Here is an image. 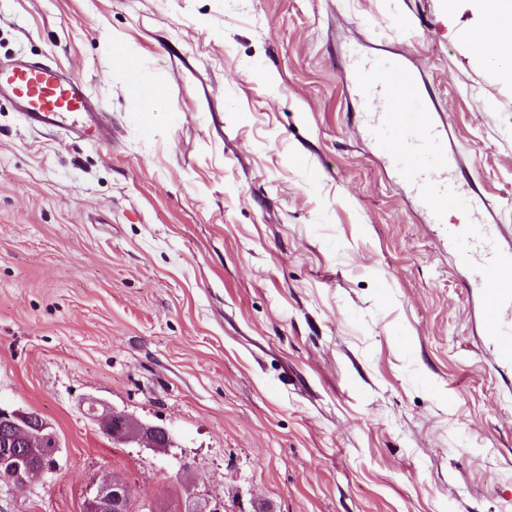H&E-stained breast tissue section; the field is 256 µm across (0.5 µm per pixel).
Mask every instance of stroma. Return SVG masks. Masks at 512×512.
Returning a JSON list of instances; mask_svg holds the SVG:
<instances>
[{
	"mask_svg": "<svg viewBox=\"0 0 512 512\" xmlns=\"http://www.w3.org/2000/svg\"><path fill=\"white\" fill-rule=\"evenodd\" d=\"M470 0H0V61L79 76L111 140L0 99V407L57 433L0 512H512V365L365 132L356 59L399 54L512 233V83ZM165 89L134 111L112 47ZM152 137H144V129ZM166 427L113 441L89 401ZM127 487L119 480L105 478L86 501V512H124L130 503ZM126 512H130L126 511Z\"/></svg>",
	"mask_w": 512,
	"mask_h": 512,
	"instance_id": "1",
	"label": "stroma"
}]
</instances>
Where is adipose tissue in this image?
<instances>
[{"mask_svg":"<svg viewBox=\"0 0 512 512\" xmlns=\"http://www.w3.org/2000/svg\"><path fill=\"white\" fill-rule=\"evenodd\" d=\"M472 7L483 22L468 33L476 51L493 52L512 60V0H473Z\"/></svg>","mask_w":512,"mask_h":512,"instance_id":"1","label":"adipose tissue"}]
</instances>
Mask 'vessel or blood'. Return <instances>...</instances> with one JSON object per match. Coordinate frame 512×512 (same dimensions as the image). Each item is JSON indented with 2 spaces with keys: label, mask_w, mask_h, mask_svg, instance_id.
<instances>
[{
  "label": "vessel or blood",
  "mask_w": 512,
  "mask_h": 512,
  "mask_svg": "<svg viewBox=\"0 0 512 512\" xmlns=\"http://www.w3.org/2000/svg\"><path fill=\"white\" fill-rule=\"evenodd\" d=\"M360 73L374 81L359 86L366 129L388 164L417 195L430 223L448 221L449 205L467 209L468 223L455 227L452 245L459 265L471 270L484 302L483 322L498 358L512 362V243H502L500 225L481 218V199L462 182L448 155L444 120L414 96L416 73L395 58L360 61ZM13 99L34 129L83 133L99 125L84 82L33 60L0 64V96Z\"/></svg>",
  "instance_id": "obj_1"
}]
</instances>
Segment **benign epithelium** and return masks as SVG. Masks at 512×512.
Segmentation results:
<instances>
[{"mask_svg":"<svg viewBox=\"0 0 512 512\" xmlns=\"http://www.w3.org/2000/svg\"><path fill=\"white\" fill-rule=\"evenodd\" d=\"M90 417L100 422L103 430L118 442L140 441L151 448L172 447L168 429L139 423L124 413L90 405ZM0 477L15 488L23 489L32 480L48 472V462L60 448L59 437L51 425L39 416L0 408ZM26 447L21 454L18 447ZM131 502L127 487L117 479L105 478L86 501V512H126Z\"/></svg>","mask_w":512,"mask_h":512,"instance_id":"obj_1","label":"benign epithelium"}]
</instances>
